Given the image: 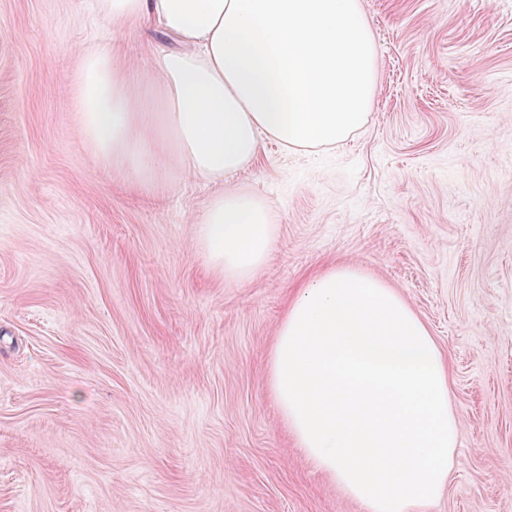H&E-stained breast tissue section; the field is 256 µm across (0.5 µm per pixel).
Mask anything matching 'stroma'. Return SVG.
<instances>
[{"mask_svg": "<svg viewBox=\"0 0 512 512\" xmlns=\"http://www.w3.org/2000/svg\"><path fill=\"white\" fill-rule=\"evenodd\" d=\"M377 80L336 146L135 188L84 144L80 48L146 82L164 39L101 0H0V512H364L267 385L288 298L349 266L395 288L459 425L429 512H512V0H361ZM274 233L244 283L194 226L224 189Z\"/></svg>", "mask_w": 512, "mask_h": 512, "instance_id": "stroma-1", "label": "stroma"}]
</instances>
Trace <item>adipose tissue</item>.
Listing matches in <instances>:
<instances>
[{
    "instance_id": "ef3b65f1",
    "label": "adipose tissue",
    "mask_w": 512,
    "mask_h": 512,
    "mask_svg": "<svg viewBox=\"0 0 512 512\" xmlns=\"http://www.w3.org/2000/svg\"><path fill=\"white\" fill-rule=\"evenodd\" d=\"M186 47L158 57L142 89L85 56L75 93L82 135L140 186L173 175L224 180L264 140L309 149L346 140L373 106L376 51L360 0H102ZM257 197L217 194L196 226L201 256L248 280L270 248ZM268 386L297 445L366 512H423L444 490L459 427L428 328L392 288L334 267L298 288L277 328Z\"/></svg>"
}]
</instances>
